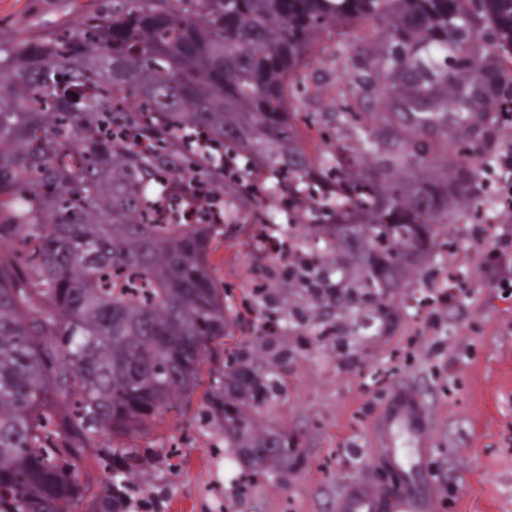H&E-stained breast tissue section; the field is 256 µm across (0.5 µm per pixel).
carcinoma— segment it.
<instances>
[{"label": "carcinoma", "instance_id": "1", "mask_svg": "<svg viewBox=\"0 0 512 512\" xmlns=\"http://www.w3.org/2000/svg\"><path fill=\"white\" fill-rule=\"evenodd\" d=\"M360 20L385 35L372 66L389 73L378 123L409 120L385 141L354 128L312 162L287 88L318 29ZM495 47V107L468 84L482 44ZM458 108L498 124L512 112V0H121L66 40L50 32L0 49V512H128L127 482L151 456L100 436H131L203 386V366L236 317L217 287L213 244L222 224H188L191 184L213 180L230 218L256 195L225 182L224 155L208 146L174 162L169 140L190 128L259 160L277 191L335 175L349 207L314 226L332 238L328 264H288L289 283L313 304L356 305L398 288L442 243L438 226L467 220L482 176L503 154L464 137ZM470 150L452 167L425 157L430 132ZM180 189L166 223L149 224L154 200ZM343 224L357 235L346 259ZM412 224L427 225L418 250ZM337 281H332L333 274ZM274 373L248 348L204 391L224 417V442L256 475L288 474V434L262 425ZM104 463L102 492L79 481L90 457Z\"/></svg>", "mask_w": 512, "mask_h": 512}]
</instances>
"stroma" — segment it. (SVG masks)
<instances>
[{
    "label": "stroma",
    "mask_w": 512,
    "mask_h": 512,
    "mask_svg": "<svg viewBox=\"0 0 512 512\" xmlns=\"http://www.w3.org/2000/svg\"><path fill=\"white\" fill-rule=\"evenodd\" d=\"M107 2L0 0V48L75 30ZM383 41L371 21L321 30L291 99L307 151L316 143L302 114L323 121L348 111L365 122L384 107L379 93L362 95L353 80L359 52ZM444 237L452 249L396 290L386 319L370 304L313 306L303 292H284L278 279L261 295L255 249L237 238L220 242L212 254L216 282L239 324L211 366L222 369L225 354L243 344L255 366L275 370L280 393L263 416L292 439L288 477L248 478L224 445L222 418L196 395L128 438L156 454L129 486L131 512H336L351 482L393 490L376 429L398 390L415 396L429 422L421 439L394 427L398 458L414 482L430 486L437 512H512V222L482 238L475 225L452 220ZM454 268L468 273L462 291L415 321L405 297Z\"/></svg>",
    "instance_id": "stroma-1"
}]
</instances>
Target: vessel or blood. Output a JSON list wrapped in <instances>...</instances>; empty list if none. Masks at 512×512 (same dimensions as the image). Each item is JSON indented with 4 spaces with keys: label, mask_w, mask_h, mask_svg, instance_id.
Masks as SVG:
<instances>
[{
    "label": "vessel or blood",
    "mask_w": 512,
    "mask_h": 512,
    "mask_svg": "<svg viewBox=\"0 0 512 512\" xmlns=\"http://www.w3.org/2000/svg\"><path fill=\"white\" fill-rule=\"evenodd\" d=\"M401 423L413 432L426 428L416 401L408 396L395 401L383 418L384 426ZM398 496L387 499L384 493L359 486L350 491L339 503V512H431L433 498L427 488L411 483L404 470H397Z\"/></svg>",
    "instance_id": "vessel-or-blood-1"
}]
</instances>
